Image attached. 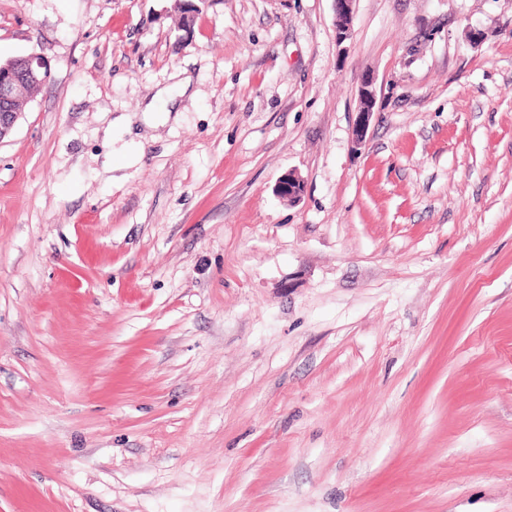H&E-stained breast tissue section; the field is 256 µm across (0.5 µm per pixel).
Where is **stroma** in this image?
<instances>
[{
    "label": "stroma",
    "mask_w": 512,
    "mask_h": 512,
    "mask_svg": "<svg viewBox=\"0 0 512 512\" xmlns=\"http://www.w3.org/2000/svg\"><path fill=\"white\" fill-rule=\"evenodd\" d=\"M192 2L0 0V512H512V0ZM336 4V33L338 41H345L351 30L353 0H334ZM50 78V67L44 56L30 53L0 67V138L14 126L34 88ZM375 105L376 93L373 89V80L367 77L362 81L360 87V107L357 112L353 130L355 143L358 145L362 144L366 137L370 123L375 114Z\"/></svg>",
    "instance_id": "1"
}]
</instances>
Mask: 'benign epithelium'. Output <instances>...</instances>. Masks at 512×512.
<instances>
[{"instance_id": "benign-epithelium-1", "label": "benign epithelium", "mask_w": 512, "mask_h": 512, "mask_svg": "<svg viewBox=\"0 0 512 512\" xmlns=\"http://www.w3.org/2000/svg\"><path fill=\"white\" fill-rule=\"evenodd\" d=\"M336 33L338 41H345L351 30L353 0H335ZM50 78V67L44 56L30 53L7 62L0 67V138L14 126L23 113V106L34 88H39ZM376 93L373 80L368 77L360 87V107L354 124L355 143H363L370 123L375 114ZM304 186L303 181L295 174L289 173L282 177L277 185L280 196L294 201L298 199Z\"/></svg>"}]
</instances>
